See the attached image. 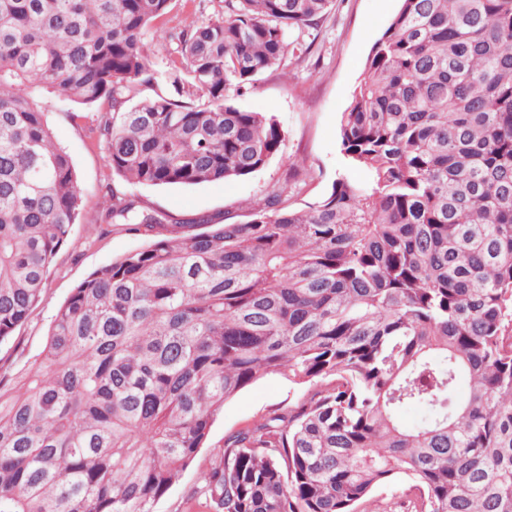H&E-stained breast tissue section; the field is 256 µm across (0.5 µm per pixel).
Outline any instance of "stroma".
Returning a JSON list of instances; mask_svg holds the SVG:
<instances>
[{"mask_svg": "<svg viewBox=\"0 0 512 512\" xmlns=\"http://www.w3.org/2000/svg\"><path fill=\"white\" fill-rule=\"evenodd\" d=\"M226 0H171L169 11L155 20L146 35L155 83L146 95L173 94L170 62L177 55L176 34L207 24L223 15ZM400 8V0H332L316 25L289 36L288 55L243 90L235 101L242 110L264 112L285 128L279 151L260 171L226 182L194 186H140L136 193L154 209L179 220L201 214L215 222L249 220L265 187L285 177L291 160H299L309 176L301 192L289 198L301 209L327 197L337 178L346 176L365 184L368 171L353 165L340 142L342 112L365 76L367 57ZM58 142L68 151L85 189L83 207L67 242L57 253L45 298L19 326L13 337L0 343V372L12 375L29 367L42 351L48 327L72 289L97 268L147 244V237L124 227L97 223L102 209L99 184L112 176L105 152L90 131L83 107L49 102L45 107ZM304 385L266 377L227 401L212 424L208 440L154 512H186L190 488L200 485L224 438L259 421L268 413L294 406L307 396Z\"/></svg>", "mask_w": 512, "mask_h": 512, "instance_id": "1", "label": "stroma"}]
</instances>
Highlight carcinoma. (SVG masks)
I'll return each instance as SVG.
<instances>
[{"label": "carcinoma", "instance_id": "1", "mask_svg": "<svg viewBox=\"0 0 512 512\" xmlns=\"http://www.w3.org/2000/svg\"><path fill=\"white\" fill-rule=\"evenodd\" d=\"M329 2L228 0L177 34L191 81L171 98L142 96L170 0H0V343L85 195L39 98L96 108L130 186L248 176L287 131L234 94ZM340 133L370 183L338 178L306 210L296 161L244 223L98 189L97 223L151 241L81 281L0 383V512H154L268 375L307 397L224 438L191 495L208 512H367L400 475L406 512H512V0H401ZM410 404L428 416L406 428Z\"/></svg>", "mask_w": 512, "mask_h": 512}]
</instances>
